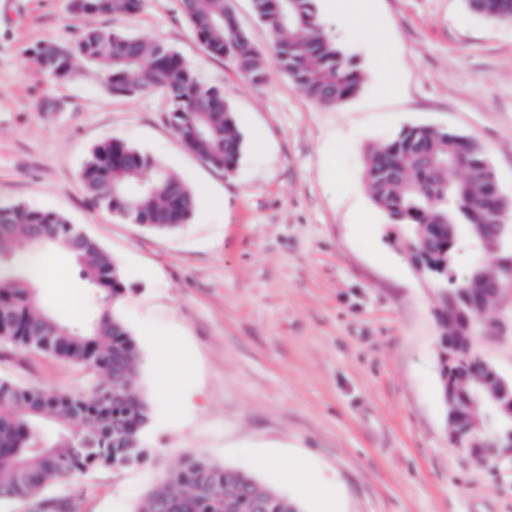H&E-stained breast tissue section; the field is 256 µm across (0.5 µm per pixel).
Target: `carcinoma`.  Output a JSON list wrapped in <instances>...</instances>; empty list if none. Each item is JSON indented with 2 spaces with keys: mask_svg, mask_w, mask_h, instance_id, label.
<instances>
[{
  "mask_svg": "<svg viewBox=\"0 0 512 512\" xmlns=\"http://www.w3.org/2000/svg\"><path fill=\"white\" fill-rule=\"evenodd\" d=\"M145 0H70L73 16L139 12ZM474 14L512 23V0H465ZM201 47L232 62L254 85L266 81V62L239 25L231 0H182ZM256 19L275 37V58L300 91L317 103L335 105L360 89L359 68L323 32L318 0H251ZM44 68L60 79L74 76V60L97 68L115 95L161 89L173 101L170 125L194 154L232 175L243 154L238 119L217 88L202 86L181 55L112 28L81 31L69 45L37 50ZM62 59L54 65L48 59ZM486 151L454 130L410 126L373 149L366 181L389 224L400 229L392 242L405 250L438 295V317L450 334L472 338L476 302L492 294L485 260L495 256L491 228L512 204L489 189ZM91 200L128 224L155 231L188 223L192 190L153 156L120 139L97 145L82 170ZM53 245L70 254L79 276L102 305L82 333L36 310L41 277L34 251ZM469 252V272L459 279L458 258ZM129 291L114 261L97 240L51 210L0 205V342L81 365L100 375L90 394L49 391L0 379V501L29 504L33 512H80L78 497L44 496L48 486L77 473L122 469L146 457L140 435L151 418L138 390L136 341L118 313ZM459 392L482 391L474 366L448 367ZM304 512L301 503L244 472L192 455L153 489L140 512Z\"/></svg>",
  "mask_w": 512,
  "mask_h": 512,
  "instance_id": "obj_1",
  "label": "carcinoma"
}]
</instances>
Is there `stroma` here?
<instances>
[{
	"mask_svg": "<svg viewBox=\"0 0 512 512\" xmlns=\"http://www.w3.org/2000/svg\"><path fill=\"white\" fill-rule=\"evenodd\" d=\"M232 7L267 60L262 86L202 49L181 0H146L111 21L172 47L198 82L223 90L243 138L227 176L174 135L166 92L112 94L81 61L72 79L42 69L38 46L103 18L74 17L68 0H0V204L59 212L114 260L151 407L142 463L54 482L48 495L82 493V512H137L196 454L273 488L279 466L303 463L335 512H512V461L480 462L448 437L436 295L392 243L364 176L368 149L403 128H448L483 144L512 201V24L478 17L464 0H374L368 24L324 20L363 73L354 97L325 107L276 65L250 0ZM111 138L181 177L196 196L187 224L151 231L88 203L82 169ZM37 257L52 271L38 309L83 329L98 304L70 255ZM489 317L474 349L511 379L512 283ZM161 338L177 369L155 363ZM0 378L86 392L98 376L0 343ZM261 456L274 466L257 468Z\"/></svg>",
	"mask_w": 512,
	"mask_h": 512,
	"instance_id": "35a3bbf8",
	"label": "stroma"
}]
</instances>
